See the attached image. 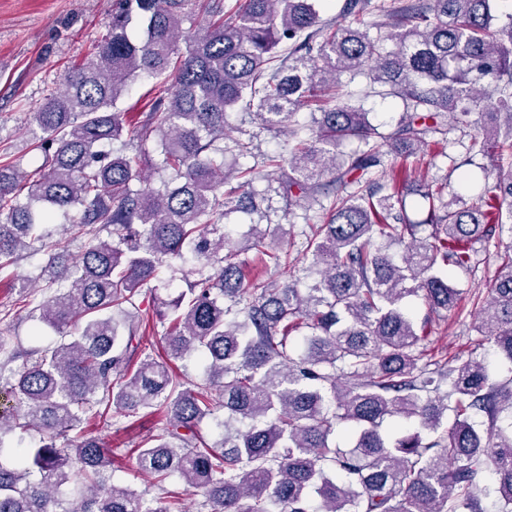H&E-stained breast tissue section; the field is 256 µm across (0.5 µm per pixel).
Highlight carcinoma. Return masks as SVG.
Returning <instances> with one entry per match:
<instances>
[{"instance_id": "cac0c4a2", "label": "carcinoma", "mask_w": 512, "mask_h": 512, "mask_svg": "<svg viewBox=\"0 0 512 512\" xmlns=\"http://www.w3.org/2000/svg\"><path fill=\"white\" fill-rule=\"evenodd\" d=\"M316 2L114 0L96 55L33 114L37 179L0 157V274L44 242L59 210L74 212L60 234L89 240L70 263L69 241L52 244L49 296L19 292L59 343H0V512H169L111 483L112 451L72 435L84 421L109 426L113 409L163 411L137 464L160 487L177 476L202 490L197 512H482L490 493L512 512V378L493 380L477 354L424 361L431 320L416 322L408 305L455 309L452 270L468 267L472 243L512 235V174L459 209L413 168L390 192L369 177L385 156H415L448 124H469L479 101L469 151L512 152V13L493 0H345L328 27ZM193 3L203 23L183 36ZM377 13L388 22L365 21ZM141 74L168 88L132 130L117 102ZM344 74L388 86L404 106L396 125L329 105ZM306 103L309 125L296 120ZM238 105L288 132V156L263 159L278 192L310 207L330 200L325 222L308 225L306 267L260 225L234 239L221 223L236 197L260 210L255 166L224 159L251 154L247 140L224 144ZM126 134L141 151L159 135L161 187L124 153ZM415 192L429 200L424 238L403 216ZM252 250L263 271L247 280ZM186 263L196 279L159 312L163 353L145 355L137 297ZM307 271L317 279L301 288ZM473 330L478 348L512 364V239ZM191 352L205 378L188 386L172 363ZM206 419L222 430L212 444ZM74 467L84 480L69 497Z\"/></svg>"}]
</instances>
